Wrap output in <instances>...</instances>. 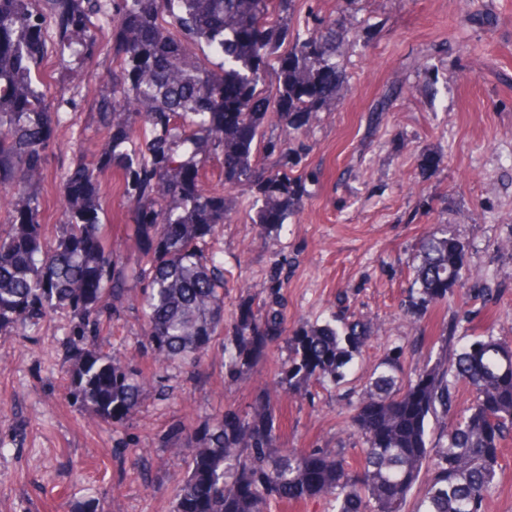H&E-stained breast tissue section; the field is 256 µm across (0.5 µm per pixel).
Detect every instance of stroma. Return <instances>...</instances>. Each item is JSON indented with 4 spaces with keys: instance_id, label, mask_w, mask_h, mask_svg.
Here are the masks:
<instances>
[{
    "instance_id": "stroma-1",
    "label": "stroma",
    "mask_w": 512,
    "mask_h": 512,
    "mask_svg": "<svg viewBox=\"0 0 512 512\" xmlns=\"http://www.w3.org/2000/svg\"><path fill=\"white\" fill-rule=\"evenodd\" d=\"M291 13L295 29L333 15L357 31L338 52L349 90L334 109L297 129L265 126L267 137L300 149L291 174L301 208L280 228L255 224L256 191L225 190L221 156L208 158L202 185L226 192L231 207L210 240L224 268V338L200 368L160 369L140 345L137 312L112 321L101 350L136 356L156 379L127 424L97 423L68 403L64 316L28 336L0 332V512H171L179 470L164 436L247 410L266 390L280 413V446L342 447L356 459L360 440L347 416L391 348L407 347L408 377L438 355L442 335L455 347L487 335L512 341V0H293ZM111 67V44L94 60L65 61L51 40L40 74L49 94L92 95ZM104 138L84 100L57 129L41 184L49 229L64 219L59 179ZM100 203L114 249L135 262L118 173L102 175ZM440 224L465 247L462 284L418 315L408 309L410 269L421 238ZM274 277L288 327L334 315L370 325L341 387L271 392L287 357L281 345L226 382L224 344L239 306L259 301Z\"/></svg>"
}]
</instances>
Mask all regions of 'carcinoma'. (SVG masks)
Masks as SVG:
<instances>
[{
  "instance_id": "obj_1",
  "label": "carcinoma",
  "mask_w": 512,
  "mask_h": 512,
  "mask_svg": "<svg viewBox=\"0 0 512 512\" xmlns=\"http://www.w3.org/2000/svg\"><path fill=\"white\" fill-rule=\"evenodd\" d=\"M277 0H0V331L23 334L66 313L62 347L70 363L73 405L99 421L123 424L137 411L151 379L133 360L93 348L104 325L129 309L142 319V347L164 365L198 367L224 333V274L201 244L230 209L222 193L202 186L210 154L224 158V185H254L263 197L256 223L276 228L299 207L288 172L259 162L285 156L265 138L276 119L288 124L336 104L344 76L336 61L350 30L334 18L301 33L273 20ZM168 17L171 34L161 22ZM53 26L60 52L97 57L105 28L112 58L95 98L107 140L89 163L60 182L64 221L53 240L42 223L39 184L64 98L41 88L39 60ZM288 53L277 56L280 39ZM202 54H197V51ZM274 97L259 85L268 68ZM116 170L134 218L140 259L114 256L100 219V176ZM411 308L444 299L462 279L464 245L442 226L419 244ZM141 284L140 297H132ZM371 328L358 320L285 325L280 283L258 306L240 308L224 347L230 383L258 364L267 347L287 358L273 388L300 396L312 385L344 384ZM398 346L374 369L349 424L364 448L358 467L343 448H282L280 415L265 396L244 411L227 410L196 432L177 430L169 448L188 468L173 512H270L280 502L322 496L330 512H403L426 474L417 512H483L497 483L501 445L512 435V342L483 336L402 377ZM473 401L454 412L453 389ZM440 440L427 438L431 416L448 417Z\"/></svg>"
}]
</instances>
